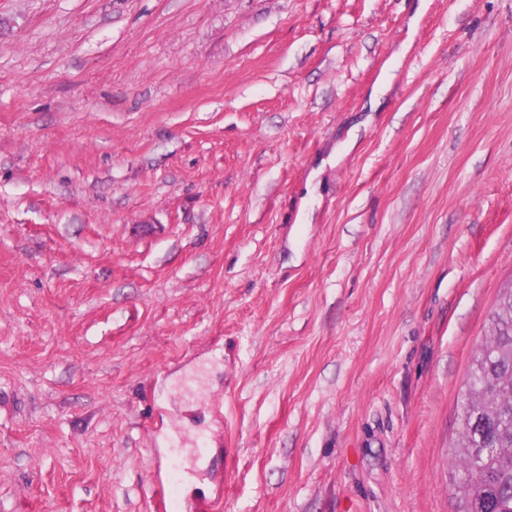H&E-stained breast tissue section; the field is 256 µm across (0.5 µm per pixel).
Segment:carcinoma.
Returning <instances> with one entry per match:
<instances>
[{
  "instance_id": "cac0c4a2",
  "label": "carcinoma",
  "mask_w": 512,
  "mask_h": 512,
  "mask_svg": "<svg viewBox=\"0 0 512 512\" xmlns=\"http://www.w3.org/2000/svg\"><path fill=\"white\" fill-rule=\"evenodd\" d=\"M453 444V512H512V291H500L476 350Z\"/></svg>"
}]
</instances>
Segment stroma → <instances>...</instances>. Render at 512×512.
I'll return each mask as SVG.
<instances>
[{"label": "stroma", "mask_w": 512, "mask_h": 512, "mask_svg": "<svg viewBox=\"0 0 512 512\" xmlns=\"http://www.w3.org/2000/svg\"><path fill=\"white\" fill-rule=\"evenodd\" d=\"M512 279V0H0V512H451Z\"/></svg>", "instance_id": "obj_1"}]
</instances>
